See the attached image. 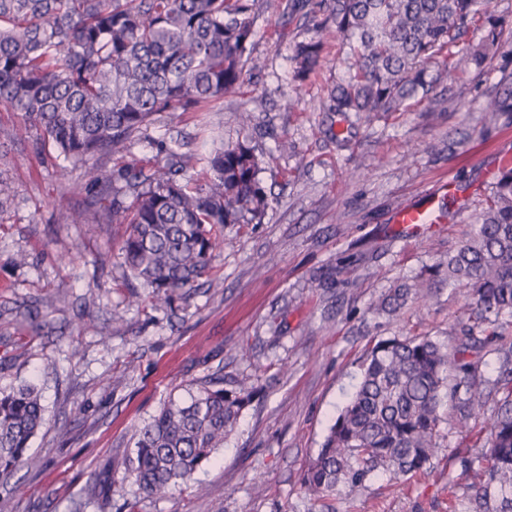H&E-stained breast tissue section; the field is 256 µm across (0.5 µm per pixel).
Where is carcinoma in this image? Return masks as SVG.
I'll use <instances>...</instances> for the list:
<instances>
[{
  "mask_svg": "<svg viewBox=\"0 0 512 512\" xmlns=\"http://www.w3.org/2000/svg\"><path fill=\"white\" fill-rule=\"evenodd\" d=\"M254 0H0V102L24 113L56 152L54 160L84 168V209L104 223L125 225L122 253L128 275L166 307L176 291L208 275L228 224L261 222L268 198L260 159L247 141L223 146L207 159L205 185L177 175L184 157L147 169L133 161L105 175L87 165L94 156L129 149L134 134L176 107H204L241 82L254 29ZM490 0H312L309 40L297 44L294 77L315 71L322 35L333 26L349 47L354 74L334 87L326 109L401 112L426 96L448 70L481 64L483 55L458 48L472 25L486 42H502L512 26ZM112 191V210L99 194ZM468 240L448 254V281L468 287L475 322L457 337V353L488 349L498 375L455 361L427 336L377 341L361 377L303 474L305 487L333 494L356 490L380 472L427 474L443 437L439 410L459 399L458 427L470 429L489 396H505L483 426L482 449L460 457L469 512H512V336L499 323L512 313V168L493 183ZM424 284H400L373 309L397 313L410 298L427 301ZM464 398H459V393ZM254 398L246 381L204 386L188 402L173 399L137 431L125 479L161 498L188 481L234 430ZM44 424L41 396L31 385L0 392V471L33 464L31 438ZM110 489L92 487L99 512H111Z\"/></svg>",
  "mask_w": 512,
  "mask_h": 512,
  "instance_id": "cac0c4a2",
  "label": "carcinoma"
}]
</instances>
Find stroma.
I'll return each instance as SVG.
<instances>
[{
	"label": "stroma",
	"mask_w": 512,
	"mask_h": 512,
	"mask_svg": "<svg viewBox=\"0 0 512 512\" xmlns=\"http://www.w3.org/2000/svg\"><path fill=\"white\" fill-rule=\"evenodd\" d=\"M304 10L258 0L250 62L238 89L203 109L162 113L104 170L191 156L203 182L220 144L249 141L269 196L261 223L227 225L212 270L195 290L155 309L132 290L117 228L70 224L82 170L61 173L51 145L23 113L0 103V391L38 388L45 423L35 466L0 473V512H98L86 492L114 484L112 512H467L459 450L471 442L456 403L440 409L443 437L425 476L384 472L364 489L323 496L301 478L353 393L370 342L427 336L454 349L471 321L465 287L435 280L427 303L374 312L389 288L419 279L468 238L488 186L512 161V112L489 121L490 100L512 89V43L489 51L404 111L343 118L324 111L351 71L338 35L303 81L292 56L312 37ZM448 195L442 223L406 235L395 209ZM352 259L353 272L325 277ZM257 395L232 435L191 480L162 498L124 480L136 430L169 398L215 378Z\"/></svg>",
	"instance_id": "35a3bbf8"
}]
</instances>
